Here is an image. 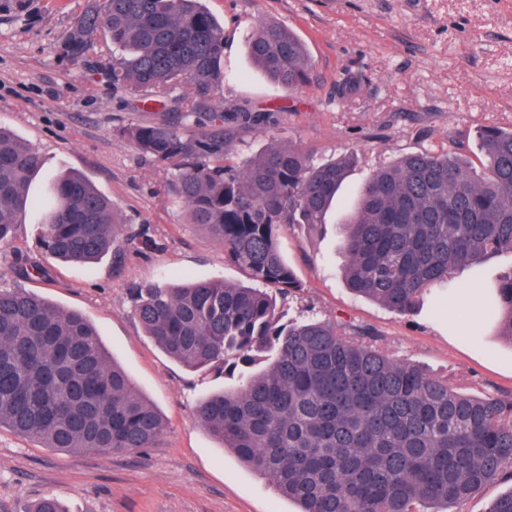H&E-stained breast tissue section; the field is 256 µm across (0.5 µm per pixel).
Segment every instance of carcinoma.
I'll list each match as a JSON object with an SVG mask.
<instances>
[{
    "label": "carcinoma",
    "mask_w": 512,
    "mask_h": 512,
    "mask_svg": "<svg viewBox=\"0 0 512 512\" xmlns=\"http://www.w3.org/2000/svg\"><path fill=\"white\" fill-rule=\"evenodd\" d=\"M248 53L288 90L308 83L307 50L285 27L258 22ZM223 57L224 27L200 0H87L56 47L61 61L97 59L129 94L150 91L175 104L178 122L134 125L128 137L174 167L171 189L189 223L261 284L131 288L135 318L168 357L234 379L199 400L201 426L300 512H448L512 476V400L464 393L393 358L368 326L287 320L277 308L273 292L300 288L280 255L281 231L324 223L355 154L317 164L302 148L274 147L231 165L234 133L264 119L218 110ZM203 111L212 129L189 132ZM478 138L480 174L455 147L411 153L372 173L342 224L352 293L404 315L431 288L451 304L459 271L477 276L484 261L512 252V129L487 126ZM40 166L35 148L0 129V245H11L39 207L54 258L93 263L116 249L112 200L67 173L38 202L30 187ZM487 292L484 316L512 342V273ZM4 426L83 453L153 448L165 431L81 313L15 287H0Z\"/></svg>",
    "instance_id": "carcinoma-1"
}]
</instances>
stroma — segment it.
Listing matches in <instances>:
<instances>
[{"instance_id": "35a3bbf8", "label": "stroma", "mask_w": 512, "mask_h": 512, "mask_svg": "<svg viewBox=\"0 0 512 512\" xmlns=\"http://www.w3.org/2000/svg\"><path fill=\"white\" fill-rule=\"evenodd\" d=\"M224 27L220 110L265 115L229 149L240 165L274 145L302 147L314 160L348 152L358 161L324 224H294L278 240L301 288L279 297L287 317L308 315L375 329L396 359L478 396L512 399V344L481 324L448 334V309L410 315L354 296L344 285L340 226L373 171L414 152L460 145L480 167L483 126L512 128V0H202ZM86 0H28L15 14L0 0V126L37 149L42 168L31 193L76 170L110 197L122 224L145 229L152 249L124 246L90 266L65 264L40 247L41 212L14 245L0 246V285L23 284L54 305L82 312L136 388L157 408L166 432L141 451L82 455L44 447L0 429V512H29L42 498L65 512H298L271 483L198 424L197 401L223 388V375L187 370L142 332L130 290L138 283L216 280L248 284L245 271L189 224L170 195L172 168L141 155L126 128L175 107L142 103L116 90L97 65L58 61L54 47ZM283 25L306 45L307 86L288 91L252 61L258 21ZM363 79L348 92L350 75ZM41 276L18 281V258Z\"/></svg>"}]
</instances>
